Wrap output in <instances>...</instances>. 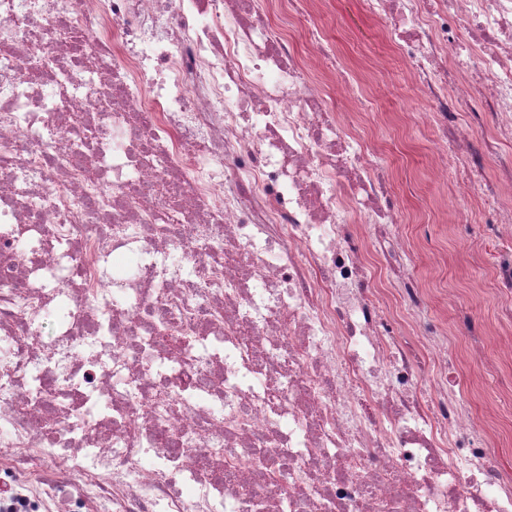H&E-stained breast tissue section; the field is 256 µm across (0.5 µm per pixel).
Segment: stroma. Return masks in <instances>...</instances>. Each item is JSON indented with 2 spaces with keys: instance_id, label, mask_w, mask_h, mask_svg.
<instances>
[{
  "instance_id": "35a3bbf8",
  "label": "stroma",
  "mask_w": 512,
  "mask_h": 512,
  "mask_svg": "<svg viewBox=\"0 0 512 512\" xmlns=\"http://www.w3.org/2000/svg\"><path fill=\"white\" fill-rule=\"evenodd\" d=\"M314 19L333 38L344 71L359 100L366 103L359 120L379 149L375 165L399 170L394 194L405 214L400 234L430 237L441 255L437 262L422 253L413 252L407 257L410 268L431 291L428 318L448 321L455 307L470 308L500 340L511 339L512 329L501 316L508 300L492 284L487 252L465 257L456 251L459 238L479 235L489 219L480 198H472L467 223H454L437 206L442 187L429 180L427 130L415 125L401 132L380 118L384 112H414L425 107L400 69L389 40L367 16L361 0H322ZM461 388L475 410H494L503 429L496 463L512 474V370L494 362H468L462 369Z\"/></svg>"
}]
</instances>
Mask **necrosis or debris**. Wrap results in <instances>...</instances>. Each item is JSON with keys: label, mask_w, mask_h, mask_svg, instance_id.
<instances>
[{"label": "necrosis or debris", "mask_w": 512, "mask_h": 512, "mask_svg": "<svg viewBox=\"0 0 512 512\" xmlns=\"http://www.w3.org/2000/svg\"><path fill=\"white\" fill-rule=\"evenodd\" d=\"M255 2L0 0V512H512L349 82ZM363 5L467 223L512 142V0ZM505 163L512 164V145H500L487 158L484 172L480 180L482 182H495L498 180Z\"/></svg>", "instance_id": "4bbe7bcc"}]
</instances>
